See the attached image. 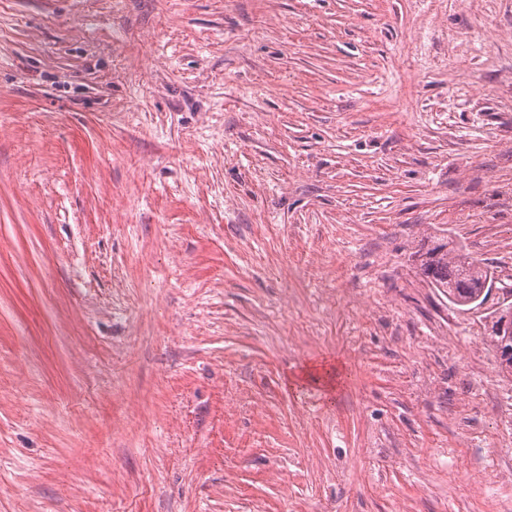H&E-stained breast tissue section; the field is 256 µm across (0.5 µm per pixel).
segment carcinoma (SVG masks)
<instances>
[{"label": "carcinoma", "mask_w": 512, "mask_h": 512, "mask_svg": "<svg viewBox=\"0 0 512 512\" xmlns=\"http://www.w3.org/2000/svg\"><path fill=\"white\" fill-rule=\"evenodd\" d=\"M419 272L448 302L464 311H478L486 302L483 285L490 275L464 248L444 238L418 254Z\"/></svg>", "instance_id": "carcinoma-1"}]
</instances>
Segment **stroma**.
I'll return each instance as SVG.
<instances>
[{
  "label": "stroma",
  "mask_w": 512,
  "mask_h": 512,
  "mask_svg": "<svg viewBox=\"0 0 512 512\" xmlns=\"http://www.w3.org/2000/svg\"><path fill=\"white\" fill-rule=\"evenodd\" d=\"M433 236L498 307L512 0H0V512H512ZM431 241L425 251H418L419 272L425 281L464 311H479L486 302L483 285L490 275L481 263L471 258L462 246L443 238Z\"/></svg>",
  "instance_id": "stroma-1"
}]
</instances>
